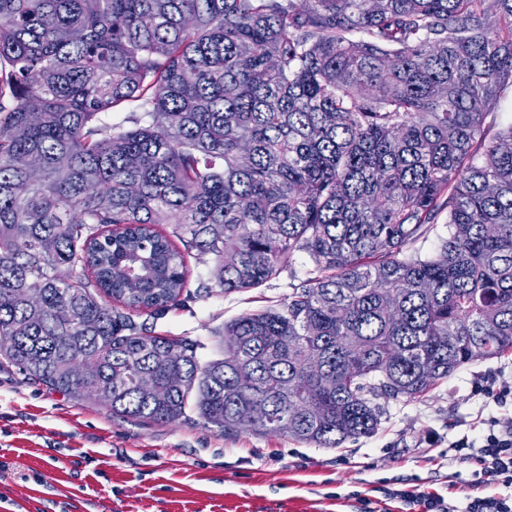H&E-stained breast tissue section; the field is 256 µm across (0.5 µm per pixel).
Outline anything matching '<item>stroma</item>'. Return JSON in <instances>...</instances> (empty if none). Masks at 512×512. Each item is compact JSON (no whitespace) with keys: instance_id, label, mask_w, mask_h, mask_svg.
Wrapping results in <instances>:
<instances>
[{"instance_id":"obj_1","label":"stroma","mask_w":512,"mask_h":512,"mask_svg":"<svg viewBox=\"0 0 512 512\" xmlns=\"http://www.w3.org/2000/svg\"><path fill=\"white\" fill-rule=\"evenodd\" d=\"M306 255L257 288L196 297L204 265L191 264L183 304L156 332L199 344L208 360L216 331L242 313L277 308L307 276ZM512 377V353L459 367L424 397L384 398L375 434L318 448L286 435H227L197 415L169 424L113 416L99 402L49 390L0 364V512H405L381 482L462 497L473 467L449 462L451 442L478 436L480 418L512 416L475 384Z\"/></svg>"}]
</instances>
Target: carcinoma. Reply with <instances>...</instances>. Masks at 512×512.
Returning <instances> with one entry per match:
<instances>
[{
	"mask_svg": "<svg viewBox=\"0 0 512 512\" xmlns=\"http://www.w3.org/2000/svg\"><path fill=\"white\" fill-rule=\"evenodd\" d=\"M508 83L512 0H0V359L123 419L373 435L376 399L512 351ZM299 252L204 363L135 321L191 253L208 296ZM486 119L490 135H494L512 123V86H504L498 93L495 108Z\"/></svg>",
	"mask_w": 512,
	"mask_h": 512,
	"instance_id": "carcinoma-1",
	"label": "carcinoma"
}]
</instances>
